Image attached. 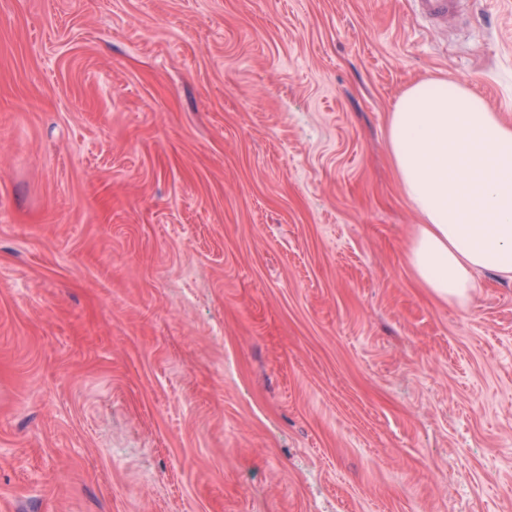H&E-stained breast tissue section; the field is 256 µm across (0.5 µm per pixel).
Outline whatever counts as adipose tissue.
<instances>
[{
	"instance_id": "obj_1",
	"label": "adipose tissue",
	"mask_w": 512,
	"mask_h": 512,
	"mask_svg": "<svg viewBox=\"0 0 512 512\" xmlns=\"http://www.w3.org/2000/svg\"><path fill=\"white\" fill-rule=\"evenodd\" d=\"M387 145L421 218L408 261L424 286L464 305L478 273L512 279V123L467 85L427 80L396 102Z\"/></svg>"
}]
</instances>
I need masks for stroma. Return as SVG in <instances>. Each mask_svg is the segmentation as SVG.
<instances>
[{
  "label": "stroma",
  "instance_id": "obj_1",
  "mask_svg": "<svg viewBox=\"0 0 512 512\" xmlns=\"http://www.w3.org/2000/svg\"><path fill=\"white\" fill-rule=\"evenodd\" d=\"M512 121V0H0V512H512V280L408 262L414 83ZM416 11L435 24L446 25L462 9L464 0H412Z\"/></svg>",
  "mask_w": 512,
  "mask_h": 512
}]
</instances>
